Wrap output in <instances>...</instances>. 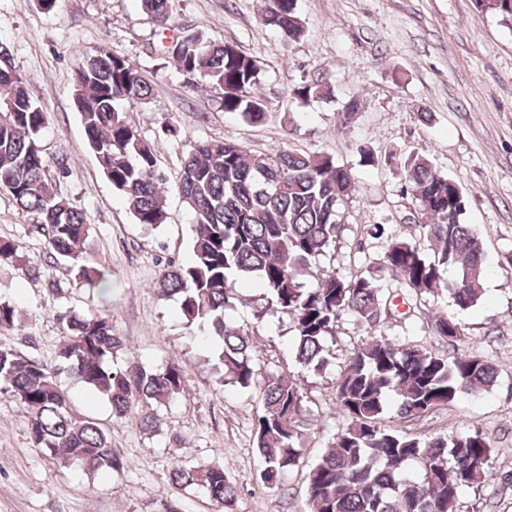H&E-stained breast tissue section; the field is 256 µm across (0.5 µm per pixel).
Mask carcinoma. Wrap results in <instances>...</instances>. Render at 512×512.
Returning a JSON list of instances; mask_svg holds the SVG:
<instances>
[{"instance_id": "obj_1", "label": "carcinoma", "mask_w": 512, "mask_h": 512, "mask_svg": "<svg viewBox=\"0 0 512 512\" xmlns=\"http://www.w3.org/2000/svg\"><path fill=\"white\" fill-rule=\"evenodd\" d=\"M161 28L172 15L173 0H139ZM298 0H264L263 23L290 41L304 35ZM477 9L512 19V0H474ZM182 74L201 78L222 91L224 111L262 123L263 98L254 92L260 65L232 41H219L188 29L165 47ZM73 99L86 139L113 189L125 198L137 223L156 228L166 220V195L152 146L142 139L124 102L143 103L151 86L128 57L106 48L86 54L72 78ZM328 86L303 82L292 89L301 100L323 97ZM47 113L31 99L7 45L0 43V193L34 215L48 258L67 263L77 284L106 298L112 282L87 251L90 225L83 213L53 188L41 142ZM399 159L406 191L417 203L422 223L409 239L394 236L385 224H365L357 242L383 240L365 266L341 274L321 271L312 285L301 276L335 249L342 225L340 206L353 191L351 170L326 153L285 148L253 151L237 140H199L181 159L178 193L193 217L192 255L186 264H168L157 278L158 293L175 297L185 329L199 342L222 347L224 379L259 390L261 406L254 445L262 461L261 483L283 489L284 477L303 466L304 389L292 375L259 377L252 332L230 322L234 285L256 280L265 308L292 320L291 351L301 368L320 374L330 362L329 341L344 316L353 317L367 336L354 346L336 382V408L345 426L328 450L308 464L307 512H458L463 489L492 476V440L476 429L420 438L386 420L390 412L409 421L448 408L464 393L492 389L497 367L482 356L456 348L465 332L443 315L429 317L434 336L453 351L441 354L422 341L389 336L396 299L412 316L420 300L444 292L461 310L481 302L486 274L481 233L464 222L467 195L453 177L439 173L430 157L412 152ZM456 277L448 279V268ZM392 272L396 289L382 283ZM66 340L52 367L0 344V384L30 412L29 436L50 460L89 474L123 467L108 432L93 418L75 414L57 381L64 369L86 388L106 398L116 418L141 408L139 424L152 433L163 424L158 407L183 391L185 367L173 361L163 369L133 364L115 370L111 361L126 347L102 313L66 310L58 315ZM19 308L0 301V329L20 325ZM171 482L235 512L238 488L223 466H177Z\"/></svg>"}]
</instances>
